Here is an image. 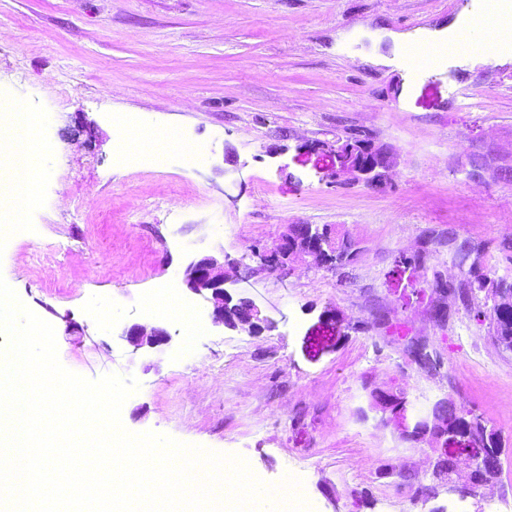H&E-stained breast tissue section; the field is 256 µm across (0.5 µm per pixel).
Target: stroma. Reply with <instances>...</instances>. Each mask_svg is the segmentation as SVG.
Here are the masks:
<instances>
[{
	"label": "stroma",
	"instance_id": "stroma-1",
	"mask_svg": "<svg viewBox=\"0 0 512 512\" xmlns=\"http://www.w3.org/2000/svg\"><path fill=\"white\" fill-rule=\"evenodd\" d=\"M506 21L512 0H0V98L44 113L50 143L40 206H0V223L22 222L0 277L53 326L64 367L138 381L130 432L240 456L269 484L299 478L310 512H512V351L477 317L484 297L448 299L440 321L433 287L437 272L463 280V243L512 278V179L469 165L490 150L512 167V43L456 46L467 24ZM122 127L198 156L129 160ZM356 128L393 155L381 184L333 181L327 147ZM290 224L346 232L359 256L240 280L272 329L214 325L186 266L255 265ZM429 237L425 266L401 264ZM132 323L172 340L133 351ZM417 339L439 372L411 361ZM375 388L405 392L411 423L448 396L483 417L505 439L495 484L463 497L435 481L432 450L370 409ZM406 471L428 500L400 487Z\"/></svg>",
	"mask_w": 512,
	"mask_h": 512
}]
</instances>
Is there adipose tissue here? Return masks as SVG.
I'll return each instance as SVG.
<instances>
[{"label": "adipose tissue", "instance_id": "1", "mask_svg": "<svg viewBox=\"0 0 512 512\" xmlns=\"http://www.w3.org/2000/svg\"><path fill=\"white\" fill-rule=\"evenodd\" d=\"M23 111L19 103H0V180L12 186L11 205L18 213L27 205L24 183L30 158V139L23 123Z\"/></svg>", "mask_w": 512, "mask_h": 512}]
</instances>
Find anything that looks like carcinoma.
Masks as SVG:
<instances>
[{"mask_svg": "<svg viewBox=\"0 0 512 512\" xmlns=\"http://www.w3.org/2000/svg\"><path fill=\"white\" fill-rule=\"evenodd\" d=\"M372 145V138L362 130H353L346 136L345 148L361 156ZM358 256L355 242L346 234H336V250L334 266L337 269L345 268L353 264ZM435 288L441 293H447L462 299H470L480 293L494 301L489 312L481 310L476 312L480 317L489 315L492 325V337L495 343L506 351H512V302L497 304L495 300L499 296H512V279L504 277L490 278L483 268L474 263L468 270L466 286H461L453 281H447L441 276H435ZM412 361L420 368L428 372H437L443 367V358L435 351H430L421 343H414L409 348ZM371 404L384 412H394L405 403V395L402 392L392 390H373L370 392ZM444 432H466L472 442L482 448H493L497 454H502L503 443L499 433L475 414L472 410L448 401V415L443 421Z\"/></svg>", "mask_w": 512, "mask_h": 512, "instance_id": "cac0c4a2", "label": "carcinoma"}]
</instances>
